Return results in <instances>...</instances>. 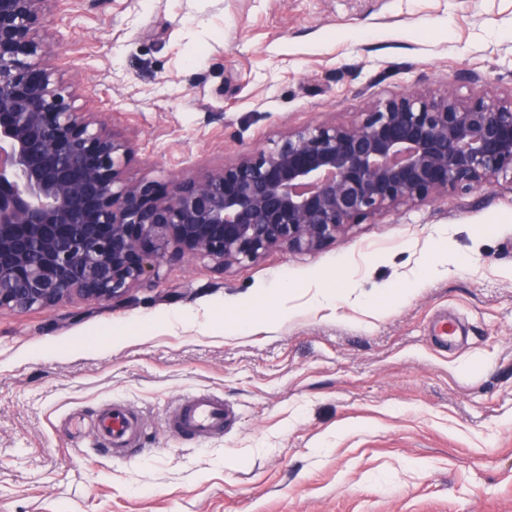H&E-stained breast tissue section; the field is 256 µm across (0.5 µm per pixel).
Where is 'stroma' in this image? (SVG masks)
Returning a JSON list of instances; mask_svg holds the SVG:
<instances>
[{
    "mask_svg": "<svg viewBox=\"0 0 512 512\" xmlns=\"http://www.w3.org/2000/svg\"><path fill=\"white\" fill-rule=\"evenodd\" d=\"M47 24L80 106L131 141L132 179L413 90L512 93V0H63ZM322 288L339 299L315 305ZM234 310L264 322L226 331ZM444 314L465 328L445 345ZM194 392L223 397V433L170 428ZM112 403L135 431L123 460L97 437ZM0 512H512V180L312 251L166 264L122 302L1 309Z\"/></svg>",
    "mask_w": 512,
    "mask_h": 512,
    "instance_id": "35a3bbf8",
    "label": "stroma"
}]
</instances>
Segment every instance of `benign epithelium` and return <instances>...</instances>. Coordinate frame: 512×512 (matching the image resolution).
<instances>
[{"label":"benign epithelium","instance_id":"1","mask_svg":"<svg viewBox=\"0 0 512 512\" xmlns=\"http://www.w3.org/2000/svg\"><path fill=\"white\" fill-rule=\"evenodd\" d=\"M59 0H0V308L114 302L187 257L219 269L276 248L315 250L391 206L512 177V96L412 91L352 124L175 178L131 180V144L46 67Z\"/></svg>","mask_w":512,"mask_h":512}]
</instances>
